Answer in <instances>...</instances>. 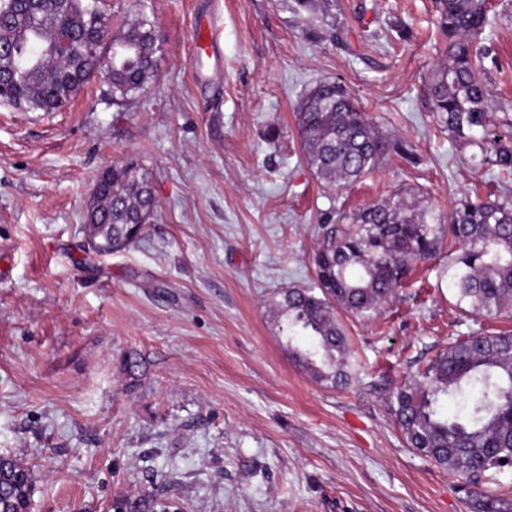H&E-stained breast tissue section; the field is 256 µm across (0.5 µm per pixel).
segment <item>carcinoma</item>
<instances>
[{"mask_svg": "<svg viewBox=\"0 0 512 512\" xmlns=\"http://www.w3.org/2000/svg\"><path fill=\"white\" fill-rule=\"evenodd\" d=\"M435 23L446 40L445 60L426 78L435 122L448 136L512 173V144L494 137L495 103L482 76L485 46L475 43L488 22L490 0H434ZM99 0H0V102L25 112H56L71 101L105 56L112 100L142 93L157 71L154 22L143 14L107 40ZM308 166L325 185L342 188L379 166L390 152L411 156L407 145L384 137L346 86L313 87L297 112ZM99 209L86 226L94 251L108 254L134 243L142 221L157 210L153 175L130 159L100 172ZM313 263L317 288H287L276 302L288 351L304 371L332 386L348 383V348L334 308L367 317L388 302L409 268L432 258L443 236L460 246L449 288L474 315L512 309V204L459 201L442 225L428 208L405 201L373 203L339 215ZM458 397L448 413L442 398ZM391 410L407 443L471 486L473 512H512V496L480 490L485 472L512 464V334H476L448 343L392 395ZM33 471L0 458V512H28ZM120 512H163L151 495L120 503Z\"/></svg>", "mask_w": 512, "mask_h": 512, "instance_id": "carcinoma-1", "label": "carcinoma"}]
</instances>
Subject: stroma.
Segmentation results:
<instances>
[{"instance_id": "1", "label": "stroma", "mask_w": 512, "mask_h": 512, "mask_svg": "<svg viewBox=\"0 0 512 512\" xmlns=\"http://www.w3.org/2000/svg\"><path fill=\"white\" fill-rule=\"evenodd\" d=\"M105 0L111 36L139 14L157 76L113 104L95 80L57 112L0 104V455L37 477L30 512H114L150 492L185 512H471L461 481L409 447L389 396L455 337L512 332L448 287L454 247L414 264L369 317H336L350 381L317 382L280 341L274 299L316 284L337 212L395 196L447 218L512 199V178L429 111L444 58L433 0ZM484 66L512 141V0H491ZM216 10L220 68L194 73L199 12ZM330 80L412 157L339 190L308 167L295 112ZM276 139H268V128ZM159 207L106 256L83 230L97 174L128 159Z\"/></svg>"}]
</instances>
